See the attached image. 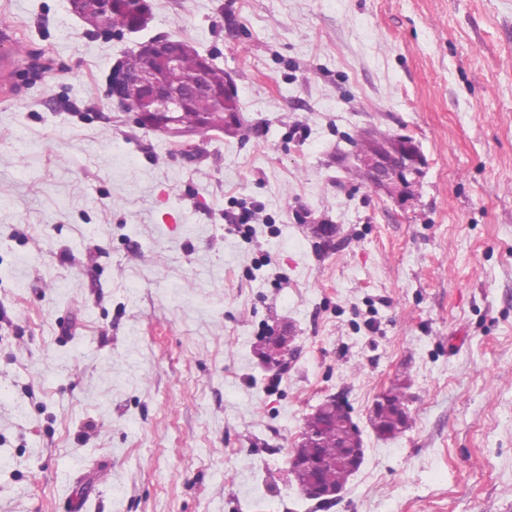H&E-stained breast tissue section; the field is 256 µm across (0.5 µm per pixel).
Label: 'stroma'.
<instances>
[{"instance_id":"stroma-1","label":"stroma","mask_w":512,"mask_h":512,"mask_svg":"<svg viewBox=\"0 0 512 512\" xmlns=\"http://www.w3.org/2000/svg\"><path fill=\"white\" fill-rule=\"evenodd\" d=\"M149 2L136 38L0 0V512H512V0ZM155 36L232 76L237 132L109 97ZM370 133L424 155L403 202ZM330 397L364 460L324 503L289 451Z\"/></svg>"}]
</instances>
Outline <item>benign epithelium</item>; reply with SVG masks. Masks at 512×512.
I'll return each instance as SVG.
<instances>
[{
	"instance_id": "7a95c632",
	"label": "benign epithelium",
	"mask_w": 512,
	"mask_h": 512,
	"mask_svg": "<svg viewBox=\"0 0 512 512\" xmlns=\"http://www.w3.org/2000/svg\"><path fill=\"white\" fill-rule=\"evenodd\" d=\"M68 3L74 15L91 20L97 31H110L115 0H68ZM129 3L133 9V23L127 32L138 33L151 19L150 5L148 0H129ZM190 51L192 46L188 41L151 38L141 43L139 66L118 72V80L111 86L112 97L126 111L135 113L140 124L160 129L173 137H185L180 115L196 100L206 98L222 109L235 96L233 80H228L222 88L212 84L209 78L211 60L207 56L201 57L193 83L177 82L175 74L179 71L181 57ZM354 161L372 186L396 194L398 201L403 199L423 165L419 153H387L377 148L356 153ZM290 342L289 336L270 337V359L279 362ZM338 404V400L329 398L323 408L307 417L301 440L311 452L307 455L290 452L292 473L303 495L310 499L329 500L341 491V488L322 481L321 473L328 461L318 451L323 434L336 426Z\"/></svg>"
}]
</instances>
